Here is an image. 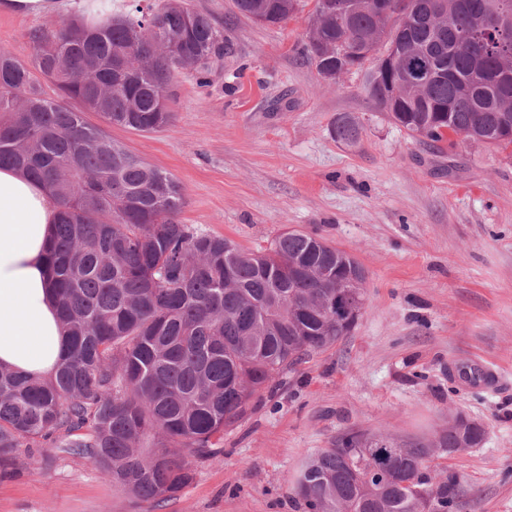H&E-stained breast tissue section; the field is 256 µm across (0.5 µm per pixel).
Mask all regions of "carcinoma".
I'll return each mask as SVG.
<instances>
[{
	"mask_svg": "<svg viewBox=\"0 0 512 512\" xmlns=\"http://www.w3.org/2000/svg\"><path fill=\"white\" fill-rule=\"evenodd\" d=\"M92 0L98 22L59 21L30 33L29 61L0 47V166L51 189L59 208L46 262L68 346L39 380L0 369V471L40 442L77 455L127 494L166 502L193 478L188 458L218 452L224 427L272 389L289 366L323 351L349 329L327 313L351 272L336 248L298 230L267 249L245 251L180 221L183 187L83 119L139 132L169 125L177 76H204L224 56V31L210 17L167 0ZM301 0H233L261 25L282 23ZM315 0V39L303 52L317 72L336 71L337 54L356 56L362 90L410 135L436 140L450 130L473 142L512 145V30L480 35L466 0H447L448 21L430 18V0H390L404 32L392 69L362 53L388 21L357 0ZM423 88L387 105L389 80L412 63ZM53 84L65 106L46 96ZM349 147L358 118L331 128ZM297 266L293 280L283 275ZM389 449L359 431L312 455L296 478L303 512H438L456 507L459 478L440 477L430 460L480 446L469 425Z\"/></svg>",
	"mask_w": 512,
	"mask_h": 512,
	"instance_id": "cac0c4a2",
	"label": "carcinoma"
}]
</instances>
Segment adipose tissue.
I'll return each instance as SVG.
<instances>
[{"label": "adipose tissue", "instance_id": "adipose-tissue-1", "mask_svg": "<svg viewBox=\"0 0 512 512\" xmlns=\"http://www.w3.org/2000/svg\"><path fill=\"white\" fill-rule=\"evenodd\" d=\"M57 207L44 183L0 167V366L54 372L64 354L45 250Z\"/></svg>", "mask_w": 512, "mask_h": 512}]
</instances>
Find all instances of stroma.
<instances>
[{"label": "stroma", "instance_id": "35a3bbf8", "mask_svg": "<svg viewBox=\"0 0 512 512\" xmlns=\"http://www.w3.org/2000/svg\"><path fill=\"white\" fill-rule=\"evenodd\" d=\"M45 14L0 12V46L31 52L28 33L82 17V0ZM228 40L206 85L183 71L172 123L142 133L86 122L182 185V223L245 250L286 230L325 239L368 272L348 336L282 373L224 430L219 453L192 460L193 480L164 507L137 500L58 448L0 476V512H299L294 477L349 430L431 441L462 413L484 444L436 459L460 477L456 512H512V146L413 139L361 89L362 73L326 85L301 54L314 0L259 25L232 0H187ZM357 116V146L330 133ZM502 385H467L461 368Z\"/></svg>", "mask_w": 512, "mask_h": 512}]
</instances>
